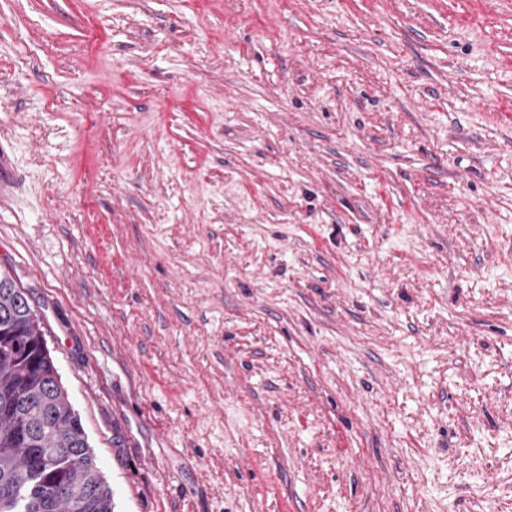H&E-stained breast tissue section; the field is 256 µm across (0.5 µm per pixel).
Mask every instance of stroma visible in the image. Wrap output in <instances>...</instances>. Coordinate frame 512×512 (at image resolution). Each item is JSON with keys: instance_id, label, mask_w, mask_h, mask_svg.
I'll list each match as a JSON object with an SVG mask.
<instances>
[{"instance_id": "stroma-1", "label": "stroma", "mask_w": 512, "mask_h": 512, "mask_svg": "<svg viewBox=\"0 0 512 512\" xmlns=\"http://www.w3.org/2000/svg\"><path fill=\"white\" fill-rule=\"evenodd\" d=\"M0 274L115 512H512V0H0Z\"/></svg>"}]
</instances>
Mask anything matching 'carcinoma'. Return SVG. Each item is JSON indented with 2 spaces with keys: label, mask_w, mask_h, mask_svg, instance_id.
Here are the masks:
<instances>
[{
  "label": "carcinoma",
  "mask_w": 512,
  "mask_h": 512,
  "mask_svg": "<svg viewBox=\"0 0 512 512\" xmlns=\"http://www.w3.org/2000/svg\"><path fill=\"white\" fill-rule=\"evenodd\" d=\"M25 292L0 276V512H114L112 490L72 409Z\"/></svg>",
  "instance_id": "carcinoma-1"
}]
</instances>
